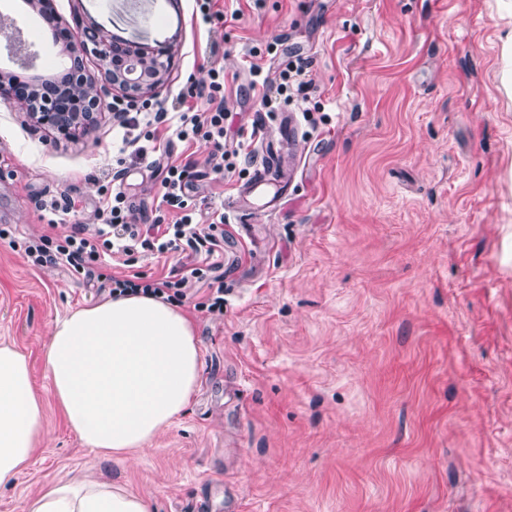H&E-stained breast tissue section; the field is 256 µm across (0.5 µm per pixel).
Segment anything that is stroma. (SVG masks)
Listing matches in <instances>:
<instances>
[{"mask_svg": "<svg viewBox=\"0 0 512 512\" xmlns=\"http://www.w3.org/2000/svg\"><path fill=\"white\" fill-rule=\"evenodd\" d=\"M59 28L173 53L155 100L210 82L224 43L234 121L288 161L280 211L225 203L266 164L199 181L196 204L224 215V312L194 311L197 388L152 448L99 461L65 424L44 347L57 318L107 299L64 267H36L0 240V345L23 353L44 406L32 464L0 512H23L47 482L109 475L153 512H512V89L507 0H53ZM59 75L61 42L22 0H0ZM310 62L315 107L264 111L251 66ZM122 129L105 118L66 141L0 101V226L47 233L40 204L72 199L83 223L115 167ZM131 220L157 187L128 165Z\"/></svg>", "mask_w": 512, "mask_h": 512, "instance_id": "35a3bbf8", "label": "stroma"}]
</instances>
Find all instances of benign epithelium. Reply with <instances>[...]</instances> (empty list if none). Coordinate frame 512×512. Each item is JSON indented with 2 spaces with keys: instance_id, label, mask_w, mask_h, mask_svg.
<instances>
[{
  "instance_id": "benign-epithelium-1",
  "label": "benign epithelium",
  "mask_w": 512,
  "mask_h": 512,
  "mask_svg": "<svg viewBox=\"0 0 512 512\" xmlns=\"http://www.w3.org/2000/svg\"><path fill=\"white\" fill-rule=\"evenodd\" d=\"M7 54L21 64L34 66L36 55L22 46L20 36L1 31ZM96 54L106 67L98 77L83 75L69 86L68 96L85 105L82 112H72L59 104H50L33 94L17 91L9 70L0 68V100L16 101L25 107L34 126L49 129L65 138H74L95 127L105 108L109 91L125 96L148 98L167 80L172 54L167 51L148 52L140 48L117 51L112 36L101 28L83 27L73 36V43L62 53L64 69L72 72L79 68L81 56Z\"/></svg>"
}]
</instances>
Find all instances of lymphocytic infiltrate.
<instances>
[{
    "mask_svg": "<svg viewBox=\"0 0 512 512\" xmlns=\"http://www.w3.org/2000/svg\"><path fill=\"white\" fill-rule=\"evenodd\" d=\"M207 49L213 61L207 91L209 111H188L190 100L200 94L191 82L178 93L181 109L174 113L162 104L135 98L112 102L114 117L123 130V148L131 150L136 159L149 160L160 178V204L167 212L175 213V221L166 222L164 215H160L150 224L131 223L132 205L126 193L116 188L96 209V223H75L62 228L52 219L48 222V234L25 241L22 249L33 265H62L84 273L110 293H142L170 303L184 302V288L189 282L204 281L209 289L196 302V310L223 312L224 226L214 221L201 225L193 193L198 179L232 169V160L241 149L229 144L225 125L228 114L224 107V69L218 64L224 55V45L214 40ZM252 74L262 79L261 105L267 111H274L280 101L298 104L310 99L313 80L309 64L302 57L291 55L282 60L277 78L262 77L257 67ZM168 122L174 123L173 133L178 141L205 150V158L199 160L190 155L181 161L173 159V148L169 145L163 150L164 160L152 158V145L158 140L155 127ZM169 252L196 257L197 262L180 265L159 278L136 271L141 256ZM114 255L123 257L125 265L132 269L131 274L112 275L107 259Z\"/></svg>",
    "mask_w": 512,
    "mask_h": 512,
    "instance_id": "lymphocytic-infiltrate-1",
    "label": "lymphocytic infiltrate"
}]
</instances>
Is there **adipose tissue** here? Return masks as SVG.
Listing matches in <instances>:
<instances>
[{"mask_svg": "<svg viewBox=\"0 0 512 512\" xmlns=\"http://www.w3.org/2000/svg\"><path fill=\"white\" fill-rule=\"evenodd\" d=\"M45 365L68 427L108 462L149 447L188 407L200 350L190 318L176 305L125 294L57 319ZM42 419L25 356L0 345V489L13 487L30 466ZM23 512H151V505L109 480H58Z\"/></svg>", "mask_w": 512, "mask_h": 512, "instance_id": "obj_1", "label": "adipose tissue"}]
</instances>
